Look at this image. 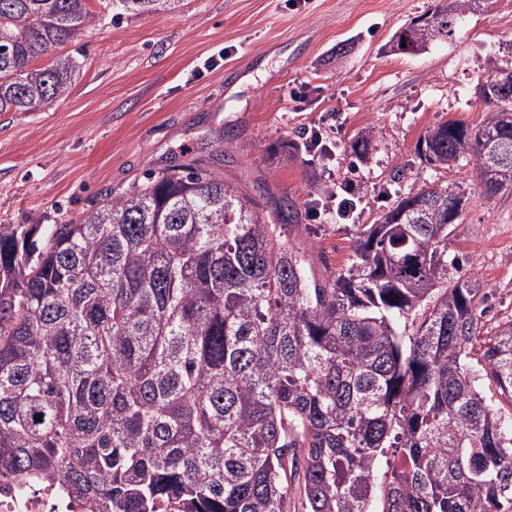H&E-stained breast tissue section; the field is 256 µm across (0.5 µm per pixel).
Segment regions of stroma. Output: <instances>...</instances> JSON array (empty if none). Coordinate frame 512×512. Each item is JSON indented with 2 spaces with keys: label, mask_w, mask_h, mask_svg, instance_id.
I'll return each instance as SVG.
<instances>
[{
  "label": "stroma",
  "mask_w": 512,
  "mask_h": 512,
  "mask_svg": "<svg viewBox=\"0 0 512 512\" xmlns=\"http://www.w3.org/2000/svg\"><path fill=\"white\" fill-rule=\"evenodd\" d=\"M437 0H171L157 11L99 14L66 50L69 93L38 112L0 113V224H57L223 136L210 162L259 204L291 202L286 235L314 268L340 267L356 224L314 216L342 178L374 223L398 197L464 186L449 257L471 264L486 328L512 319V187L489 197L471 163L435 169L418 142L440 122L479 125L490 63L512 62V0H485L453 38L402 53L394 32ZM302 94V103L291 99ZM331 129L333 161L305 129ZM372 137L366 158L352 144Z\"/></svg>",
  "instance_id": "1"
}]
</instances>
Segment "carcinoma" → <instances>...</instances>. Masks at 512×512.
Listing matches in <instances>:
<instances>
[{
	"label": "carcinoma",
	"instance_id": "1",
	"mask_svg": "<svg viewBox=\"0 0 512 512\" xmlns=\"http://www.w3.org/2000/svg\"><path fill=\"white\" fill-rule=\"evenodd\" d=\"M91 0H0V112L65 95ZM149 11L161 0H96ZM481 0H438L413 52ZM505 68L477 126L420 139L435 169L512 186ZM464 194L428 186L358 224L318 274L195 157L61 224H0V474L92 512H512V320L448 261ZM480 347L481 368L469 365ZM41 420H35V417Z\"/></svg>",
	"mask_w": 512,
	"mask_h": 512
}]
</instances>
